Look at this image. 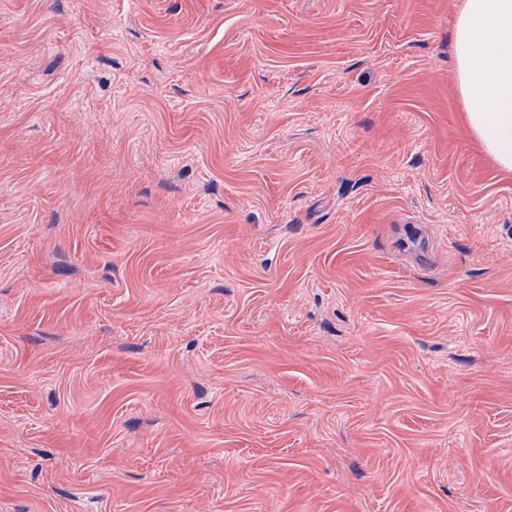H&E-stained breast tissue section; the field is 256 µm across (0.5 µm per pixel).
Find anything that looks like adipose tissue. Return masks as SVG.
I'll return each instance as SVG.
<instances>
[{
    "instance_id": "obj_1",
    "label": "adipose tissue",
    "mask_w": 512,
    "mask_h": 512,
    "mask_svg": "<svg viewBox=\"0 0 512 512\" xmlns=\"http://www.w3.org/2000/svg\"><path fill=\"white\" fill-rule=\"evenodd\" d=\"M453 49L467 126L512 173V0H461Z\"/></svg>"
}]
</instances>
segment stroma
Listing matches in <instances>:
<instances>
[{
	"label": "stroma",
	"mask_w": 512,
	"mask_h": 512,
	"mask_svg": "<svg viewBox=\"0 0 512 512\" xmlns=\"http://www.w3.org/2000/svg\"><path fill=\"white\" fill-rule=\"evenodd\" d=\"M459 4L0 0V512H512Z\"/></svg>",
	"instance_id": "stroma-1"
}]
</instances>
